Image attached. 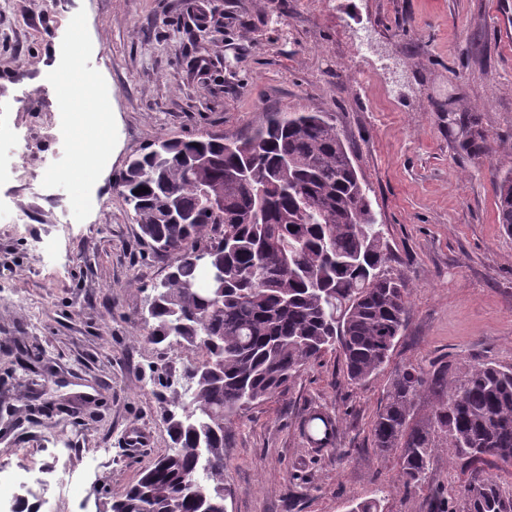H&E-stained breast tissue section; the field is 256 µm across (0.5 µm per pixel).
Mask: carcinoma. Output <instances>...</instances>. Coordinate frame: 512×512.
I'll use <instances>...</instances> for the list:
<instances>
[{"mask_svg": "<svg viewBox=\"0 0 512 512\" xmlns=\"http://www.w3.org/2000/svg\"><path fill=\"white\" fill-rule=\"evenodd\" d=\"M138 154L142 175L122 195L174 275L150 304L148 340L196 354L186 377L197 423L169 426L160 456L110 508L121 512H216L224 487V426L279 394L301 370L334 350L354 385L377 377L401 335L411 289L385 272L387 246L350 147L321 112L268 111L244 138L212 132L161 138ZM148 191L143 192L141 188ZM223 195L213 209L203 190ZM496 221L512 235V171L495 182ZM171 202L184 222L161 218ZM224 260L220 294L199 290L195 252ZM214 362L202 368L204 358ZM434 397L426 419L416 401ZM327 448L335 420L318 410L303 422ZM372 448L397 454L398 485L424 482L446 446L468 471L458 512H512V487L489 472L512 471V367L474 361L395 368L371 421Z\"/></svg>", "mask_w": 512, "mask_h": 512, "instance_id": "1", "label": "carcinoma"}]
</instances>
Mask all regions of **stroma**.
Here are the masks:
<instances>
[{
  "instance_id": "obj_1",
  "label": "stroma",
  "mask_w": 512,
  "mask_h": 512,
  "mask_svg": "<svg viewBox=\"0 0 512 512\" xmlns=\"http://www.w3.org/2000/svg\"><path fill=\"white\" fill-rule=\"evenodd\" d=\"M75 27L86 77L112 94V159L62 229L70 185L45 170L89 147L54 107ZM277 108L327 113L351 148L387 270L411 285L393 364L512 367L493 185L512 171V0H0V467L32 490L24 512H104L171 446L190 354L146 337L171 259L119 192L128 156L161 136H243ZM470 117L491 157L468 147ZM386 384H349L329 353L243 411L225 432L226 512H449L467 478L450 449L407 492L371 448ZM312 410L336 419L331 447L308 441Z\"/></svg>"
}]
</instances>
